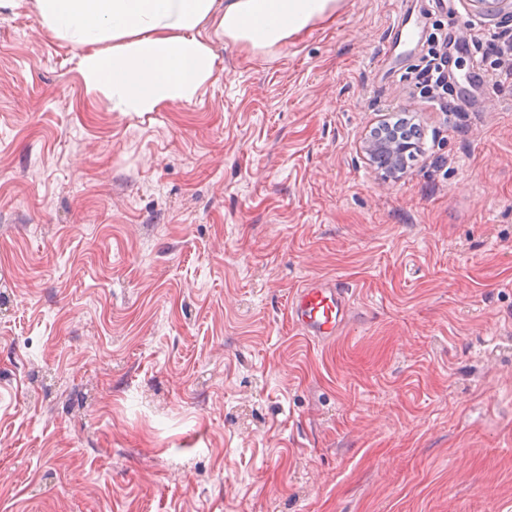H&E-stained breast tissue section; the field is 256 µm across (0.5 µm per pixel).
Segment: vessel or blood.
I'll return each instance as SVG.
<instances>
[{"instance_id": "b4317fda", "label": "vessel or blood", "mask_w": 512, "mask_h": 512, "mask_svg": "<svg viewBox=\"0 0 512 512\" xmlns=\"http://www.w3.org/2000/svg\"><path fill=\"white\" fill-rule=\"evenodd\" d=\"M350 309V293L337 281L305 283L293 292L288 301L292 325L318 342L334 341L341 334Z\"/></svg>"}]
</instances>
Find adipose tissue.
I'll return each instance as SVG.
<instances>
[{"instance_id": "adipose-tissue-1", "label": "adipose tissue", "mask_w": 512, "mask_h": 512, "mask_svg": "<svg viewBox=\"0 0 512 512\" xmlns=\"http://www.w3.org/2000/svg\"><path fill=\"white\" fill-rule=\"evenodd\" d=\"M37 23L81 50L86 85L112 111L153 112L191 102L214 76L209 27L253 50L327 19L336 0H32Z\"/></svg>"}]
</instances>
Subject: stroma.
<instances>
[{"mask_svg": "<svg viewBox=\"0 0 512 512\" xmlns=\"http://www.w3.org/2000/svg\"><path fill=\"white\" fill-rule=\"evenodd\" d=\"M412 7L450 111L396 0L129 114L0 10V512H512V82L467 84L512 7ZM402 110L397 177L359 146ZM313 279L352 290L330 343L289 320ZM435 32L427 40V53L423 57L424 65L415 82L420 97L439 112L448 111V30L438 24ZM437 31V32H436Z\"/></svg>", "mask_w": 512, "mask_h": 512, "instance_id": "1", "label": "stroma"}]
</instances>
